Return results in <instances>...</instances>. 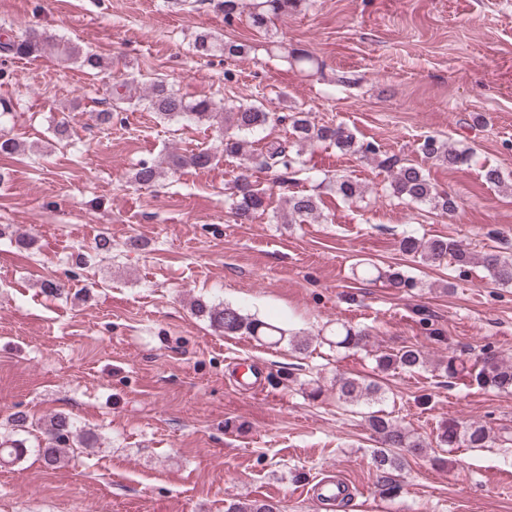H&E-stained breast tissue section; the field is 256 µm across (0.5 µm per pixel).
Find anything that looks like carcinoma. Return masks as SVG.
I'll use <instances>...</instances> for the list:
<instances>
[{"label":"carcinoma","mask_w":512,"mask_h":512,"mask_svg":"<svg viewBox=\"0 0 512 512\" xmlns=\"http://www.w3.org/2000/svg\"><path fill=\"white\" fill-rule=\"evenodd\" d=\"M303 0H215V7L224 12V19L230 20L247 14L255 28H267L275 19L296 11ZM196 51L206 56L242 58L246 46L234 41H226L212 33H204L195 39ZM53 51L60 59L89 70L100 72L107 69L106 61L100 55L84 49L71 41H57L35 30L14 32L3 31L0 40V52L12 58L26 59L43 56ZM289 63L305 72L320 73L323 63L304 49H293L287 55ZM132 83L126 79L112 82L108 87L109 98L113 106L119 108L127 100H133ZM138 100L146 102L145 109L159 120H206L224 124V155L243 160L241 172L234 180L233 191L229 194L230 212L236 220L245 223L268 210L269 203L265 193L255 188L252 182L251 167L248 166L254 155V142L250 137L264 131L268 126L283 120L276 111L260 101L251 103L228 104L224 98L203 96L188 101L168 84L156 79L144 89V95ZM11 109L5 102L0 103V154L12 155L21 149V144L5 134V117ZM291 136L298 149L292 150L286 142L266 144L260 153L259 166L266 170L288 171L292 174L309 175L302 159V147L317 142L330 143L339 149L358 154L369 159L377 155V147L370 142H359L349 129L342 125H319L307 112H296L290 116ZM418 152L426 161H439L455 167L468 160V154L458 151L435 136H427L418 145ZM213 154L202 149L190 155L171 153L167 160L159 163L143 164L134 173V181L142 187H150L160 180L164 170L194 167L206 168L211 165ZM335 187L336 194L345 201H354L363 195L361 185L345 175H339L328 181ZM392 194L413 204L427 205L445 214L457 210L453 197L440 192L430 181L425 169L419 163L401 164L392 174L390 182ZM319 217V196L314 193L300 192L288 197L286 208L273 214L281 224H306ZM400 248L408 255L417 256L424 262L435 263L450 259L459 267H466L479 261L487 270L491 280L499 284L512 283V255L485 254L480 258L462 248L455 241L444 237L428 240L414 235H405ZM355 275L363 280L385 281L390 288L398 292H411L420 287V282L396 269L383 270L371 263H361ZM194 311L206 318L210 326L225 334L239 332L254 336L271 345L281 343L286 335L284 329L243 313L228 304H208L198 301ZM329 344L338 349L367 350L371 344V334L366 329H356L345 323L336 324L333 339ZM376 366L381 371L400 370L414 372L427 363L425 352L417 345L405 346L394 353H381L375 356ZM442 370L450 378L469 374L464 362L451 355L441 363ZM476 384L484 389L498 392H512V363L486 355L474 375ZM337 399L345 403L363 404L367 408L365 418L375 435L380 439V447L371 451V465L379 476L381 494L394 497L400 490L394 473L401 471L408 457L417 456L426 451L419 437L412 434L397 419L374 406L381 401V387L361 377H340L336 379ZM40 435L37 444L27 445L25 439L0 441V460L19 461L30 453L40 457L46 467L54 468L61 463L67 450L76 446L88 447L96 436L90 432L79 431L74 422L62 413L53 414L37 422ZM439 446L450 448H487L493 442L490 430L478 421L469 423L449 419L443 422L437 435ZM226 512H280V508L268 499L238 500L230 504Z\"/></svg>","instance_id":"1"}]
</instances>
